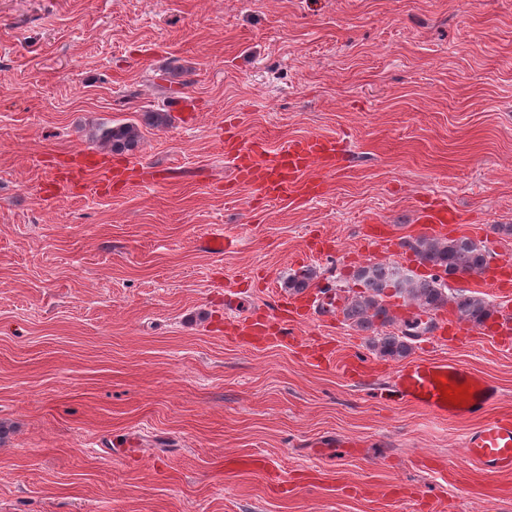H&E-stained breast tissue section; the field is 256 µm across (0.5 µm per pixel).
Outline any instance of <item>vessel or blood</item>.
<instances>
[{
  "mask_svg": "<svg viewBox=\"0 0 512 512\" xmlns=\"http://www.w3.org/2000/svg\"><path fill=\"white\" fill-rule=\"evenodd\" d=\"M225 154L233 161L236 181L256 186L271 198L305 196L318 186L317 181L305 180V173L338 168L335 142L318 137L292 140L274 151L259 139L233 141L227 143ZM417 222L431 235L442 236L448 209H423ZM390 391L438 417H478V425L464 439L463 465L477 467L490 480L512 473V414L488 415L500 396L490 379L453 359L416 358L394 371Z\"/></svg>",
  "mask_w": 512,
  "mask_h": 512,
  "instance_id": "obj_1",
  "label": "vessel or blood"
}]
</instances>
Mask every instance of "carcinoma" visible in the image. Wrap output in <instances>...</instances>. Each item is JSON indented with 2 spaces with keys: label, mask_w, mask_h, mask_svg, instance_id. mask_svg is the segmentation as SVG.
Here are the masks:
<instances>
[{
  "label": "carcinoma",
  "mask_w": 512,
  "mask_h": 512,
  "mask_svg": "<svg viewBox=\"0 0 512 512\" xmlns=\"http://www.w3.org/2000/svg\"><path fill=\"white\" fill-rule=\"evenodd\" d=\"M139 131L134 125L100 127L93 140L109 146L114 152H134L139 144ZM421 263L442 271L452 278L482 271L489 264L490 253L482 241L461 236L445 239L431 236L411 237L403 241ZM354 278L362 291L344 298L341 313L359 330L371 333L370 343L381 355L399 360L412 348L419 315H434L448 308L459 318L475 326L483 324L496 312L485 297L463 289L451 290L439 276L419 277L392 263H370L357 269ZM315 272L302 269L288 277V292L297 293L312 286ZM403 299L418 315L398 321L389 299Z\"/></svg>",
  "instance_id": "obj_1"
}]
</instances>
